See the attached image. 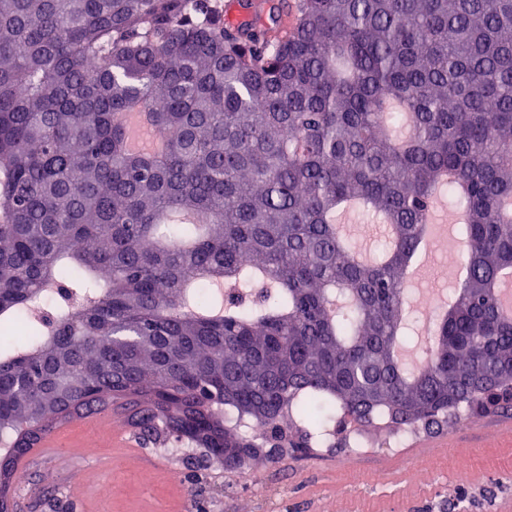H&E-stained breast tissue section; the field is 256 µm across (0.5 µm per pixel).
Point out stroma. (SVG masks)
Masks as SVG:
<instances>
[{"label": "stroma", "mask_w": 512, "mask_h": 512, "mask_svg": "<svg viewBox=\"0 0 512 512\" xmlns=\"http://www.w3.org/2000/svg\"><path fill=\"white\" fill-rule=\"evenodd\" d=\"M113 426L61 425L67 447L19 471V512H512V410L442 428L390 434L371 426L357 446L272 453L262 483L247 469L189 472L169 446L114 447ZM92 454L78 451L80 444ZM108 495H98L101 484Z\"/></svg>", "instance_id": "35a3bbf8"}]
</instances>
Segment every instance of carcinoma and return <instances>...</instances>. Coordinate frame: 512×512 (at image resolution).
Returning a JSON list of instances; mask_svg holds the SVG:
<instances>
[{
    "instance_id": "1",
    "label": "carcinoma",
    "mask_w": 512,
    "mask_h": 512,
    "mask_svg": "<svg viewBox=\"0 0 512 512\" xmlns=\"http://www.w3.org/2000/svg\"><path fill=\"white\" fill-rule=\"evenodd\" d=\"M264 2L0 0L4 460L110 404L218 465L512 408V0ZM129 112L162 153L126 149ZM442 203L467 277L408 373Z\"/></svg>"
}]
</instances>
